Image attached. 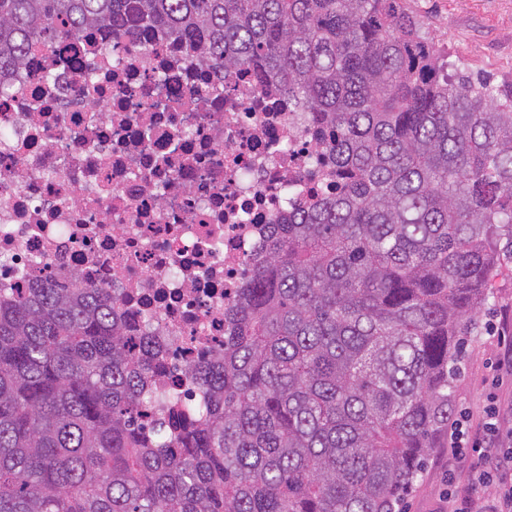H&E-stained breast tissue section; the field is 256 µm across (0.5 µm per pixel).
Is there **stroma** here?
Instances as JSON below:
<instances>
[{
    "label": "stroma",
    "mask_w": 512,
    "mask_h": 512,
    "mask_svg": "<svg viewBox=\"0 0 512 512\" xmlns=\"http://www.w3.org/2000/svg\"><path fill=\"white\" fill-rule=\"evenodd\" d=\"M435 48L462 64L472 78L512 88V0H406ZM476 333L465 348L454 388V410L481 415L488 366L499 356V337H512V259H505L494 294L477 308ZM448 441L431 449L427 466L402 512H446Z\"/></svg>",
    "instance_id": "35a3bbf8"
}]
</instances>
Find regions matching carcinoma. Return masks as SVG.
<instances>
[{
	"label": "carcinoma",
	"mask_w": 512,
	"mask_h": 512,
	"mask_svg": "<svg viewBox=\"0 0 512 512\" xmlns=\"http://www.w3.org/2000/svg\"><path fill=\"white\" fill-rule=\"evenodd\" d=\"M89 25L275 79L339 185L273 225L179 425L144 430L109 289L1 293L0 512H400L512 254V94L399 0H0V72Z\"/></svg>",
	"instance_id": "obj_1"
}]
</instances>
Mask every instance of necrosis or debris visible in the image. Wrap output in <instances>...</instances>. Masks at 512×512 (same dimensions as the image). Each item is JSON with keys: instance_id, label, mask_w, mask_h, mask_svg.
<instances>
[{"instance_id": "obj_1", "label": "necrosis or debris", "mask_w": 512, "mask_h": 512, "mask_svg": "<svg viewBox=\"0 0 512 512\" xmlns=\"http://www.w3.org/2000/svg\"><path fill=\"white\" fill-rule=\"evenodd\" d=\"M288 100L205 43L85 26L0 77V289H111L129 347L153 337L152 416L170 421L271 224L334 192Z\"/></svg>"}]
</instances>
